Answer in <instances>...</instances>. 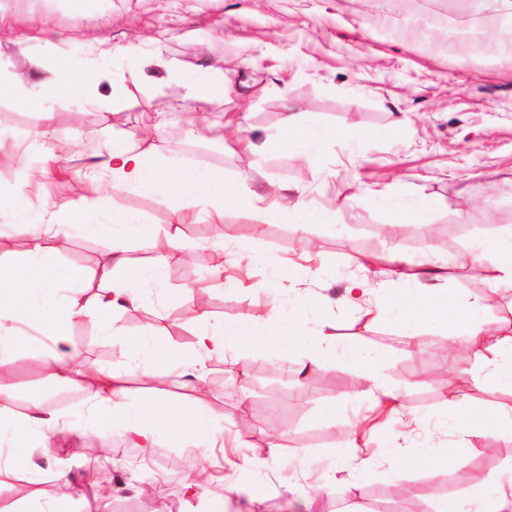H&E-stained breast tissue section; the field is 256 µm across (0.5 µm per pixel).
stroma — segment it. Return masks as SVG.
Instances as JSON below:
<instances>
[{
  "label": "stroma",
  "instance_id": "obj_1",
  "mask_svg": "<svg viewBox=\"0 0 512 512\" xmlns=\"http://www.w3.org/2000/svg\"><path fill=\"white\" fill-rule=\"evenodd\" d=\"M45 17L71 38L74 53L107 39L116 46H144L151 55L140 65L138 82L128 80L129 62L123 59L105 71L94 95L55 106V136L65 146L67 171L42 178L44 157L29 145L39 112L21 99L38 89L27 57L40 49L34 23ZM212 67L223 68L232 91L206 103L188 99L184 73L202 75ZM0 74L14 78L21 93L0 99V189L8 197L35 203L80 198V176L96 161L97 144L134 133L148 135L154 151L172 163L219 168L230 177L249 174L259 192L276 183L272 204L312 199L334 213L331 226L268 224L259 234L252 214L231 207L220 221L196 216L181 228L184 258L172 263L150 294L159 322L146 325L130 309L116 315L109 336L88 319L73 325L85 369L120 362L123 338L149 331L160 342L189 348L203 312L217 328L288 304V281L274 291L260 288L258 268L222 253L225 243H237L260 260L310 268L313 276L304 287L332 300L333 329L346 343L375 348L391 331L342 300L349 265L358 259L395 248L416 260L426 255L444 267L442 287L464 297L489 294L486 284L473 282L468 250L475 240L512 228V0H0ZM288 106L309 120L369 134L357 146L331 143L317 163L320 180L302 194L294 188L298 165L292 155L251 151L221 138L230 123L253 143L273 139ZM387 185L433 197L437 208L429 223L408 225L393 236L381 233L386 215L367 192ZM112 210L161 233L175 221L168 202L140 192L95 202L93 221L104 223ZM307 237L314 241L309 249ZM108 241L104 233L71 229L55 243L58 262L92 273ZM192 287L203 290L205 304L181 301ZM419 342L425 357L399 352L386 370L404 394L398 415L375 407L363 395L358 374L336 362L302 380L295 360L258 355L243 374L209 363L201 393L160 384L172 400L224 416V446L214 449L208 464L212 486L190 496L185 483L191 470L183 465L191 457L189 438L161 432L153 448L142 452L122 421L86 414V392L53 383L44 361L50 343L27 330L0 361V380L15 389L0 408L17 414L48 397L64 429L52 457L12 455L9 434L0 435V453L11 455L15 471L0 488V500L19 512H85L83 479L102 469L98 457L74 452L87 437L113 453L147 456L159 490L158 512H341L402 487L416 490L426 512H436L446 500L456 512H473L472 495L457 474L404 471L386 450L453 448L468 469L493 474L511 491L512 436L464 439L439 423L451 397L506 407L512 394L485 392L467 381L463 370L474 360L471 344L451 346L436 327L425 329ZM332 404L341 412L331 423L322 413ZM352 419L363 430L358 445L349 449L348 460H332L339 432ZM268 431L282 436L278 464L244 471L238 491L228 492L223 482L230 463L265 456ZM376 448L383 454L375 458ZM360 453L372 461L358 471L353 458ZM62 470L69 483L56 480ZM34 471L40 474L35 485L29 482ZM315 486L327 492L314 500Z\"/></svg>",
  "mask_w": 512,
  "mask_h": 512
}]
</instances>
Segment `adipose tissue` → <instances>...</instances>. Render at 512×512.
Masks as SVG:
<instances>
[{"instance_id":"adipose-tissue-1","label":"adipose tissue","mask_w":512,"mask_h":512,"mask_svg":"<svg viewBox=\"0 0 512 512\" xmlns=\"http://www.w3.org/2000/svg\"><path fill=\"white\" fill-rule=\"evenodd\" d=\"M43 51L31 57L30 67L40 78L39 101L43 105V125L34 135L36 145L45 149L43 174H51L59 162L46 144L54 114L47 102L65 104L93 94L103 65L116 53L130 56L136 51L129 45L115 50L104 44L82 59H75L65 40L57 38L49 23H42ZM363 132L328 128L307 119L305 113L287 111L281 121L278 139L264 142L263 150L285 151L300 163L306 176L316 174V162L328 145L338 140L361 143ZM83 198L56 199L27 206L0 198V217L13 221L14 230L27 236L28 247L19 253L0 254V358L9 355L15 331L26 326L55 343L46 364L60 384L91 387L86 404L89 415L120 418L133 433L140 447L151 448L156 429L179 437L192 432L197 442L215 446L224 440V430L216 424V414L158 397L143 398L127 385L130 373L148 380L159 377L163 368L177 363L179 383L193 390L201 389L206 366L224 361L246 369L253 355L271 360L295 355L300 359L299 376L321 368L327 362L341 361L357 372L370 399L390 404L392 412L403 406L400 393L384 375L385 360L369 347L340 343L331 330L328 298L308 292L297 294L287 307L271 306L259 318L225 323L217 331L201 328L194 334L190 353L174 351L172 345L156 347L149 336L129 338L123 365L95 373L83 371L70 351L71 329L76 320L95 321L102 332H110V316L119 310L141 306L146 300V286L162 281L172 259L178 257L180 227L170 225L157 234L150 225L120 211L110 212L112 245L107 248L97 273L104 287L94 302H84L81 290L87 273L79 267H63L57 261L52 240L67 235L72 225H82L97 232L90 203L115 191L134 190L161 197L172 203L180 218H189L190 207H200L212 217H221L226 206L256 215L262 224H329L332 213L310 202L289 209L267 204L264 197L248 188L245 180L227 178L223 171L196 165H176L155 154L145 142L125 136L113 137L107 144L97 172L85 178ZM373 205L381 208L390 230L410 224L428 223L434 205L416 197L403 199L390 189L371 194ZM136 238L149 242L154 257L149 266L130 264L124 243ZM475 259L483 263L486 282L492 288H512V228L489 235L475 247ZM388 288L374 293L367 275H352L345 290V302L364 307L366 315L389 322L400 344L414 348L421 331L443 328L453 343L473 342L484 333L476 313L484 307L481 298L465 300L454 291L440 287L441 273L432 261H406L395 266ZM69 283L72 294L65 302L55 298L53 285L58 280ZM467 373L471 383L488 392L512 391V328L500 330L493 343L476 352ZM61 422L50 406H35L19 416L0 415V430L8 432L20 444L52 432ZM444 424L454 432L483 438L512 430V407L490 408L464 399L448 403ZM404 470H452L467 483L479 512H512V497L507 496L490 475L469 471L460 453L448 450L404 448L395 456Z\"/></svg>"}]
</instances>
